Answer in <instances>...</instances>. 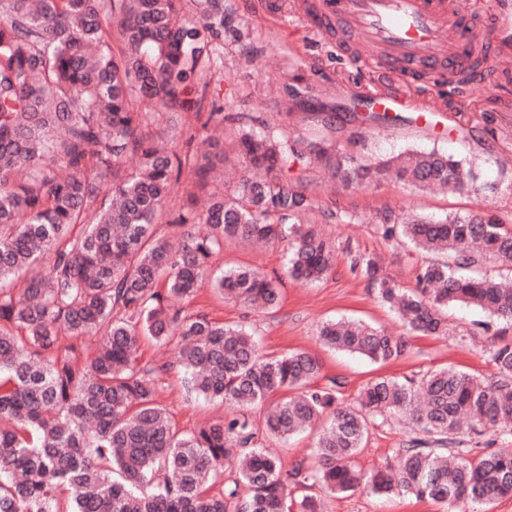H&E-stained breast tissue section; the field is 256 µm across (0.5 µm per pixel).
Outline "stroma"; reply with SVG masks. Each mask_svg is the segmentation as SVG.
<instances>
[{
    "mask_svg": "<svg viewBox=\"0 0 512 512\" xmlns=\"http://www.w3.org/2000/svg\"><path fill=\"white\" fill-rule=\"evenodd\" d=\"M268 2L224 0V30L206 100L222 107L225 128L234 127L238 117L247 116L252 118L255 129H267L290 139L317 141L322 133L312 123L311 111L322 106L338 114L343 126L339 145L352 148L359 160L409 148L446 153L471 169L478 190L426 194L399 182L347 188L331 179L326 169L292 165L290 176L294 183L314 195L325 214L317 229L336 248L332 272L313 284L295 280L286 275L283 247L254 250L229 239L212 256V270L249 266L281 276L279 306L254 312L206 289L187 303V313H204L227 325L251 324L258 332L262 354L280 356L305 351L316 356L325 374L341 380L339 397L348 404L356 400L368 381L379 375L421 376L451 365L491 378L494 367L485 353L487 336L494 333L510 342L512 327L496 322L490 323V330H483L488 317L477 309L449 308L447 335L410 336L408 353L381 366L324 347L317 332L323 322L340 317L357 318L394 332L402 329L369 280L351 267L352 254L369 253L377 256L381 276L403 288L416 285L417 269L424 262V255L383 239L370 222L377 208L389 206L406 216L493 213L512 225V81L495 77L482 85L437 86L435 98L463 103L460 124L454 129L419 128L406 123L363 125L352 118L353 100L360 91L377 85L372 66L354 65L348 51L335 38L322 34L313 22L296 17L290 0H279L276 11L269 9ZM157 402L181 433L233 412L231 406H220L190 393L182 374L174 370L162 375ZM407 436L408 429L400 421L376 423L356 456L358 468L369 473L398 466L396 450ZM325 509L449 512L441 503L410 496H380L366 488L350 496L326 498Z\"/></svg>",
    "mask_w": 512,
    "mask_h": 512,
    "instance_id": "stroma-1",
    "label": "stroma"
}]
</instances>
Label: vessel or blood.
I'll list each match as a JSON object with an SVG mask.
<instances>
[{"instance_id":"1","label":"vessel or blood","mask_w":512,"mask_h":512,"mask_svg":"<svg viewBox=\"0 0 512 512\" xmlns=\"http://www.w3.org/2000/svg\"><path fill=\"white\" fill-rule=\"evenodd\" d=\"M301 11L318 27L332 28L339 42L369 52L387 85L364 93L366 110L406 114L419 125L455 124L459 112L403 90L412 74L455 81L474 66L479 46L493 60L512 57V46L498 38L501 17L475 13L468 0H303Z\"/></svg>"}]
</instances>
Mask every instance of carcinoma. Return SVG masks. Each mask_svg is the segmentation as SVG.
<instances>
[{"label":"carcinoma","instance_id":"carcinoma-1","mask_svg":"<svg viewBox=\"0 0 512 512\" xmlns=\"http://www.w3.org/2000/svg\"><path fill=\"white\" fill-rule=\"evenodd\" d=\"M180 2L0 0V512H321L314 487L335 496L369 487L451 509L512 497V343L490 342L489 381L454 367L420 379L379 376L346 404L317 357L263 356L252 332L179 305L209 288L254 309L276 306L278 280L247 267L211 272L226 238L288 243L294 279L331 272L333 248L314 227V198L288 177L292 160L321 163L346 187L393 176L422 189L478 191L471 171L435 150L357 163L339 153L336 117L325 112L317 113L325 147L242 127L217 160L198 157L199 133L224 128L222 109L204 107L224 7L209 0L197 19ZM185 113L194 122L179 149L155 126ZM230 153L263 176L212 194L202 213L190 196L167 209L184 174L202 184ZM129 156L141 159L131 173ZM371 221L384 239L431 256L412 289L379 277L372 255L354 259L407 331L445 335L450 305L512 324V280L480 272L486 261L512 269V227L498 216L409 220L384 207ZM89 335L98 343L85 357L62 344ZM143 337L177 342L188 388L243 411L178 434L156 400L168 367L142 361ZM319 338L382 365L409 347L352 318L322 323ZM265 403L267 437L323 425L315 462L282 470L246 412ZM389 415L409 427L399 465L364 473L354 458ZM488 429L492 438L468 459L460 435ZM226 465L239 479L214 494Z\"/></svg>","mask_w":512,"mask_h":512}]
</instances>
